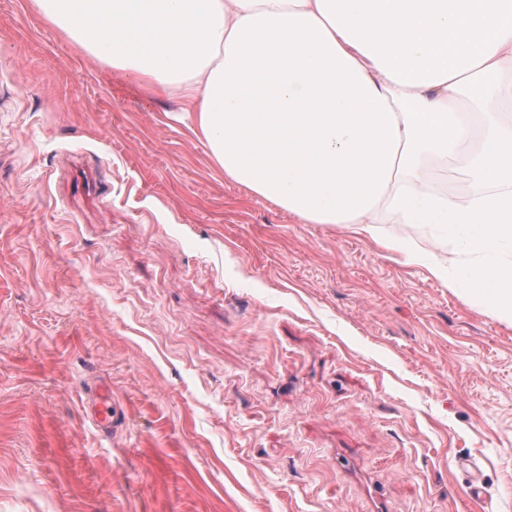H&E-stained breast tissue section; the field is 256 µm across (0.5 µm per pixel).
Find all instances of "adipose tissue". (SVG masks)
I'll use <instances>...</instances> for the list:
<instances>
[{
	"label": "adipose tissue",
	"instance_id": "adipose-tissue-1",
	"mask_svg": "<svg viewBox=\"0 0 512 512\" xmlns=\"http://www.w3.org/2000/svg\"><path fill=\"white\" fill-rule=\"evenodd\" d=\"M113 70L195 105L214 164L311 224H439L475 256L390 249L512 323V0H34ZM478 118L468 125L461 106ZM465 159L463 195L424 160Z\"/></svg>",
	"mask_w": 512,
	"mask_h": 512
}]
</instances>
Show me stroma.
<instances>
[{
    "instance_id": "stroma-1",
    "label": "stroma",
    "mask_w": 512,
    "mask_h": 512,
    "mask_svg": "<svg viewBox=\"0 0 512 512\" xmlns=\"http://www.w3.org/2000/svg\"><path fill=\"white\" fill-rule=\"evenodd\" d=\"M193 123L0 0V512H512V324L225 178ZM88 411L102 431H108L112 428L117 419V414H112V398L109 390L96 386L92 391Z\"/></svg>"
}]
</instances>
